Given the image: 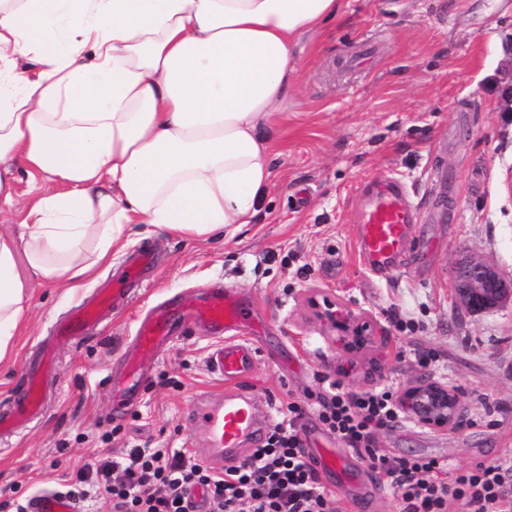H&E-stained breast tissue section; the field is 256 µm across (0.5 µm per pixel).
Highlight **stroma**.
Masks as SVG:
<instances>
[{"label":"stroma","instance_id":"obj_1","mask_svg":"<svg viewBox=\"0 0 512 512\" xmlns=\"http://www.w3.org/2000/svg\"><path fill=\"white\" fill-rule=\"evenodd\" d=\"M299 83L271 119L272 180L254 223L209 239L138 225L137 235L92 281L61 300L54 284L28 280L18 336L0 359V412L23 395V367L53 324L106 281L125 278L138 251L133 300L105 309L92 331L55 343L49 409L0 440V512H21L45 489L66 491L89 459L134 446L199 448L190 415L224 395L207 368L208 331L186 324L149 366L140 399L116 408L106 378L145 314L189 289L221 287L249 300L241 335L260 347L243 385L262 413L306 406L307 450L334 448L316 401L326 383L349 391L426 379L461 393L464 425L434 429L407 419L377 435L393 458L434 457L449 470L512 458V302L477 313L457 307L454 277L473 254L512 282V0H342L334 20L295 49ZM389 176L415 207L401 275L365 269L356 250L365 192ZM325 294L382 330L365 356H345L307 306ZM407 322L400 330L396 321ZM432 354L430 367L415 351ZM357 478L321 474L336 512H401L391 489L350 457Z\"/></svg>","mask_w":512,"mask_h":512}]
</instances>
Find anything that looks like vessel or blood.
<instances>
[{
    "mask_svg": "<svg viewBox=\"0 0 512 512\" xmlns=\"http://www.w3.org/2000/svg\"><path fill=\"white\" fill-rule=\"evenodd\" d=\"M413 222V209L403 189L395 182L381 179L374 183L368 202L359 218L357 249L371 271L388 268L394 257L407 245L408 228ZM130 291L123 284L102 289L95 306H78L54 325L56 338L75 340L89 332L97 322L100 307L121 306ZM190 309L193 318L210 327L217 344L208 357L212 374L218 376L230 390L216 407L202 405L191 413L193 422L201 424L207 435L206 447L197 449V456L205 462L219 459L231 465L242 458L243 445L259 435L260 419L252 396L241 390L239 384L255 369L259 349L242 337H230V330L243 326L251 317V306L241 296L221 288H206L194 298L170 305L142 324L135 338V352L124 359L121 381L109 384L115 404L132 402L142 380V368L154 359L181 329V311ZM51 371L47 358L30 361L25 367L27 387L25 395L15 403L10 413L0 416V432L10 433L40 414L42 400L40 387ZM27 512H78L74 498L53 490L36 494L27 506Z\"/></svg>",
    "mask_w": 512,
    "mask_h": 512,
    "instance_id": "b4317fda",
    "label": "vessel or blood"
}]
</instances>
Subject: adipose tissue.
I'll return each instance as SVG.
<instances>
[{"label": "adipose tissue", "mask_w": 512, "mask_h": 512, "mask_svg": "<svg viewBox=\"0 0 512 512\" xmlns=\"http://www.w3.org/2000/svg\"><path fill=\"white\" fill-rule=\"evenodd\" d=\"M341 0H0V358L32 278L84 287L135 225L251 223L294 48ZM44 190L19 202L14 163Z\"/></svg>", "instance_id": "ef3b65f1"}]
</instances>
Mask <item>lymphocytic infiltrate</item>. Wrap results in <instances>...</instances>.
<instances>
[{"label": "lymphocytic infiltrate", "instance_id": "lymphocytic-infiltrate-1", "mask_svg": "<svg viewBox=\"0 0 512 512\" xmlns=\"http://www.w3.org/2000/svg\"><path fill=\"white\" fill-rule=\"evenodd\" d=\"M264 442L238 465L215 469L191 461L181 448H133L123 460L85 463L78 483L98 476L114 512H192L191 492H207V512H335L334 501L304 452L303 409L287 404ZM326 430L384 478L402 512H449L465 501L470 512H512V463L449 473L435 458H391L376 446L377 433L403 413L391 389L350 392L328 383L317 400Z\"/></svg>", "mask_w": 512, "mask_h": 512}]
</instances>
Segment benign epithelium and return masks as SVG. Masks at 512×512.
<instances>
[{
    "label": "benign epithelium",
    "mask_w": 512,
    "mask_h": 512,
    "mask_svg": "<svg viewBox=\"0 0 512 512\" xmlns=\"http://www.w3.org/2000/svg\"><path fill=\"white\" fill-rule=\"evenodd\" d=\"M455 295L459 305L483 311L512 301V283L483 259L471 256L456 272ZM317 319L346 353H356L372 343L375 332L369 320L327 296L308 300ZM401 410L416 422L434 428H460L461 397L457 389L441 382L407 386L398 397Z\"/></svg>",
    "instance_id": "7a95c632"
}]
</instances>
